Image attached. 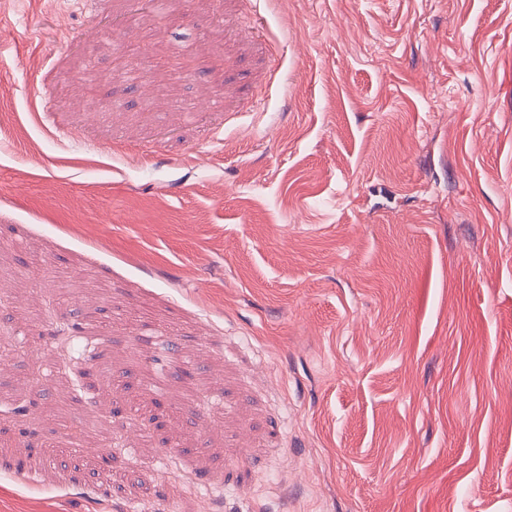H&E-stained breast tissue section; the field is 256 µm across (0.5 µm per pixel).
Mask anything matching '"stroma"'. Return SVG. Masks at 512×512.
I'll list each match as a JSON object with an SVG mask.
<instances>
[{"instance_id":"stroma-1","label":"stroma","mask_w":512,"mask_h":512,"mask_svg":"<svg viewBox=\"0 0 512 512\" xmlns=\"http://www.w3.org/2000/svg\"><path fill=\"white\" fill-rule=\"evenodd\" d=\"M153 13L0 0V512H512V0Z\"/></svg>"}]
</instances>
